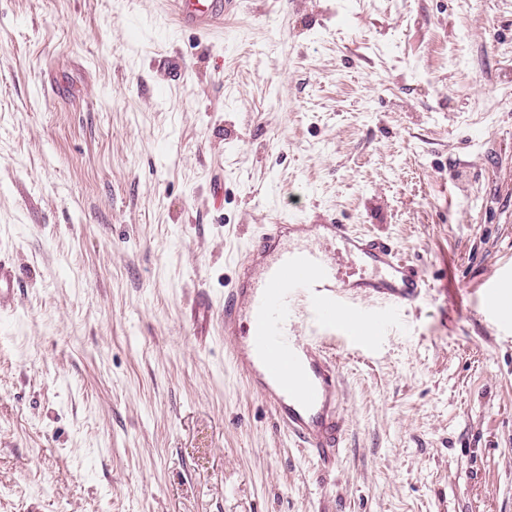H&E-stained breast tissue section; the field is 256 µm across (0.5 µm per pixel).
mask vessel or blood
<instances>
[{
  "mask_svg": "<svg viewBox=\"0 0 512 512\" xmlns=\"http://www.w3.org/2000/svg\"><path fill=\"white\" fill-rule=\"evenodd\" d=\"M179 27L206 29L224 20L225 0H171ZM331 241L348 258L342 273L314 239ZM224 297V332L231 362L271 408L280 427L324 466L335 465L345 434L339 368L328 355V336H377L385 314L365 315L356 296L384 303L387 311L427 295L422 271L386 241L346 224H266ZM16 268L0 258V302L14 301ZM194 334L206 343L212 306L194 307Z\"/></svg>",
  "mask_w": 512,
  "mask_h": 512,
  "instance_id": "b4317fda",
  "label": "vessel or blood"
}]
</instances>
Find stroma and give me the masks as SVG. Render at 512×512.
Masks as SVG:
<instances>
[{
	"label": "stroma",
	"instance_id": "1",
	"mask_svg": "<svg viewBox=\"0 0 512 512\" xmlns=\"http://www.w3.org/2000/svg\"><path fill=\"white\" fill-rule=\"evenodd\" d=\"M285 220L433 285L329 343V468L224 336ZM0 257V512H512V316L485 293L512 278V0H235L209 32L165 0H0ZM19 288L16 268L9 261L0 258V302L14 301ZM194 315L195 318L192 323L194 336H196L200 344H205L209 336L208 327L212 315V306L208 299L202 298L196 303Z\"/></svg>",
	"mask_w": 512,
	"mask_h": 512
}]
</instances>
